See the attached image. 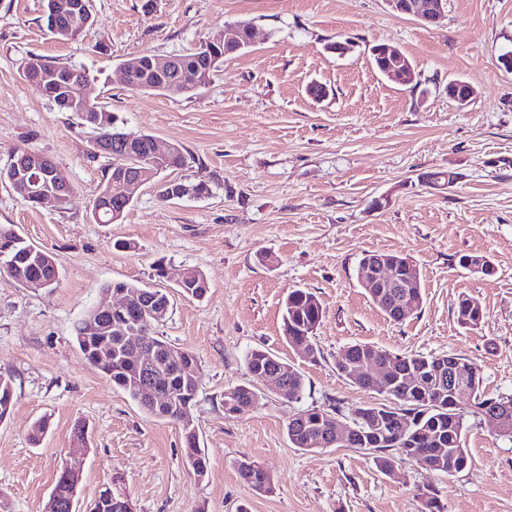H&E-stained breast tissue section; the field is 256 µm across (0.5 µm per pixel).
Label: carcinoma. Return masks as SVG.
Instances as JSON below:
<instances>
[{"label":"carcinoma","mask_w":512,"mask_h":512,"mask_svg":"<svg viewBox=\"0 0 512 512\" xmlns=\"http://www.w3.org/2000/svg\"><path fill=\"white\" fill-rule=\"evenodd\" d=\"M250 26L236 24L228 27L232 38L208 41L210 55L218 59L210 76H215L224 64V58L234 56L247 49ZM198 49L176 54L168 72L162 74L169 84L185 85L198 72ZM142 67L129 75L133 89L152 91L157 87L153 81L151 56H141ZM33 70L41 77L33 82L43 95L52 100L63 112H75L99 136L108 137L114 131L124 130V122L114 113L96 106L92 112L84 111L80 102L66 95L64 88L76 75L78 68L55 65L39 55H32ZM141 161V153L127 152L121 145H112V162L133 165ZM186 163V156L178 148L169 156L154 163L156 173L177 170ZM134 199L124 192L122 184L108 176L95 198L92 208L100 211L92 214L99 224H114V212L126 213ZM0 268L7 271L13 280L26 286L41 279L59 276L54 257L47 251L28 243L10 226H0ZM188 277L183 280L179 292L195 299H202L207 288L203 287L204 273L187 267ZM105 292H120L132 298L130 308L110 314L99 313L92 308L76 325V342L84 358L100 371L116 388L122 390L149 416L182 425L184 459L193 474L201 479L207 473V458L199 448L198 435L194 426L185 420L195 405L198 386L191 380L192 372L198 370L196 355L183 348H176L155 331L159 320L143 317L142 305L149 300L171 306L166 292L160 288H146L140 283L114 281L103 287ZM413 295L422 303L421 282L414 287L368 288L369 299L391 321L400 322L399 299L404 292ZM454 314L463 327L475 329L481 325L485 312L480 301L463 295L458 298ZM325 318V309L317 296L304 288L288 292L284 301L283 330L288 344L294 351L312 362L321 357V351L314 342L317 328ZM138 327L144 340V347L156 359L152 378V395L142 389L145 370L140 364V355L129 350L122 343V336L131 326ZM398 359L396 371L389 373L387 390L381 391L369 379L352 378L353 368L365 360L382 366ZM245 366L251 377L250 383L224 393V415L238 417L248 411L261 394L257 388V376L282 371L277 393L290 401L302 399L305 383L302 374L293 365L262 349L251 350L245 358ZM448 367L447 356H425L404 354L402 356L369 343H355L340 349L336 354V370L345 379L369 392L381 393L389 399L387 403H364L350 408L347 412L335 408L331 411L307 407L298 411L288 420L286 433L290 443L303 451L322 448L333 435L336 421L348 422L356 428L347 438H338L336 443L348 448L364 450L374 455L378 470L390 476L396 460L409 459L432 472H448V460H453L455 472L465 470L470 459L465 446V414L458 404V397L448 387H442L432 378L434 370ZM469 382L472 413L482 414L492 404L512 406V396L487 398L483 395L484 378L480 369L471 365ZM414 376L415 382L404 381V372ZM15 395L11 376L0 373V422L13 412ZM239 478L258 495L273 492L275 483L270 474L257 462L243 459L237 462ZM54 489L58 491L61 503L59 512H70L73 491L59 471ZM127 498L115 495L112 490L100 491L93 502L96 512H125Z\"/></svg>","instance_id":"cac0c4a2"}]
</instances>
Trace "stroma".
Segmentation results:
<instances>
[{"instance_id": "35a3bbf8", "label": "stroma", "mask_w": 512, "mask_h": 512, "mask_svg": "<svg viewBox=\"0 0 512 512\" xmlns=\"http://www.w3.org/2000/svg\"><path fill=\"white\" fill-rule=\"evenodd\" d=\"M92 0L94 27L63 41L47 29L42 0H0V169L15 149L50 157L72 183L61 206L30 207L0 183V225L50 252L56 287L25 288L0 274V372L16 405L0 422V512H44L59 470L87 451L79 512L99 491L132 499L137 512H420L425 487L448 512H512V441L480 415L466 417L472 464L452 476L414 462L378 471L372 455L330 447L293 448L286 424L300 408L349 409L381 402L338 375L344 346L370 343L397 354L456 355L480 367L486 396L512 395V72L498 57L512 48V0H448L442 26L392 13L384 0ZM249 24L254 43L225 59L211 83L187 96L131 89L121 65L142 54H181L225 26ZM349 43L342 56L329 43ZM399 46L416 79L401 85L370 63L373 45ZM85 69L97 102L127 131L186 151L165 179L210 182L206 198L161 200L143 187L122 222L99 224L91 205L112 160L90 151L93 132L62 112L22 75L26 58ZM468 82L466 108L448 83ZM451 171L453 186L425 184ZM118 240L130 242L115 249ZM368 251L416 263L423 302L390 321L358 284ZM490 261L489 275L458 264ZM195 267L209 288L187 298L153 275L157 260ZM137 281L171 295L159 335L194 352L199 390L192 410L209 458L197 478L186 466L179 425L145 414L83 357L75 326L104 285ZM323 304L316 331L322 356L306 360L283 335L289 289ZM486 313L461 327L460 295ZM265 348L304 377L301 402L264 392L237 418L224 394L248 384L245 357ZM46 421L38 443L29 434ZM258 462L275 489L256 495L237 461Z\"/></svg>"}]
</instances>
